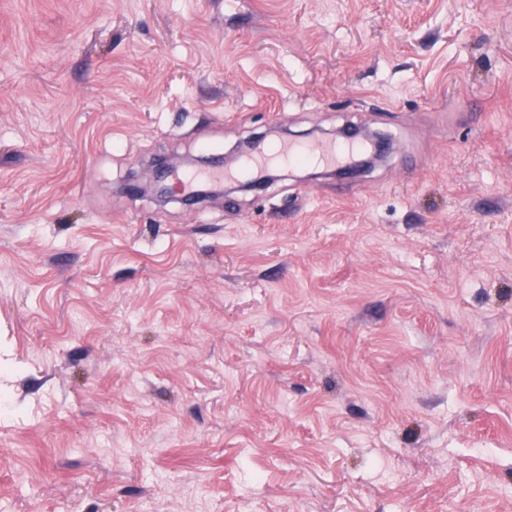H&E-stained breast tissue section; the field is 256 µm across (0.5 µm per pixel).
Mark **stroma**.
<instances>
[{
  "mask_svg": "<svg viewBox=\"0 0 512 512\" xmlns=\"http://www.w3.org/2000/svg\"><path fill=\"white\" fill-rule=\"evenodd\" d=\"M0 512H512V0H0ZM266 134L259 138L249 139L238 144L230 153L212 156H186L180 161H174L171 157L159 156L154 159L148 171L142 175H136L129 184L128 190L132 194L150 196L157 200L181 199L186 204H194L209 198H213L223 191L217 187L196 189L191 194H184L177 188V182L170 180L176 169L180 167L213 165L224 163L225 166H237L248 155L263 144ZM360 146L335 142L322 143L316 148L302 147L290 142L279 143L268 147L262 154L254 156L245 166L243 172L256 173L261 169L284 161L305 159L318 164L336 167L346 164L351 155L359 150Z\"/></svg>",
  "mask_w": 512,
  "mask_h": 512,
  "instance_id": "stroma-1",
  "label": "stroma"
}]
</instances>
